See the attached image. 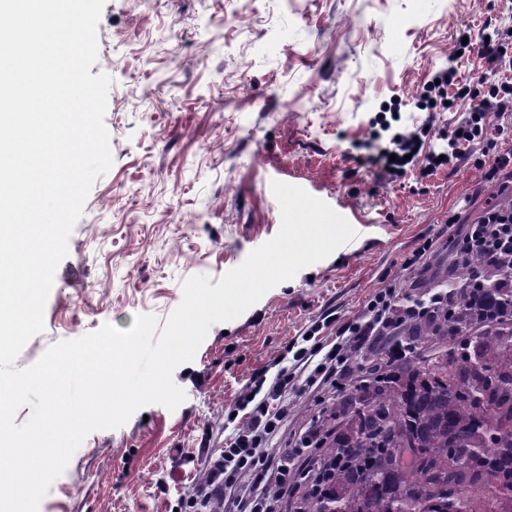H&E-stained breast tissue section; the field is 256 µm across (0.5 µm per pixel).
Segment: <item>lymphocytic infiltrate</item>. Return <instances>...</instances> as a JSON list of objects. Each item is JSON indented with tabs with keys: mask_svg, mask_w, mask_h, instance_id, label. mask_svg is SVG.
I'll list each match as a JSON object with an SVG mask.
<instances>
[{
	"mask_svg": "<svg viewBox=\"0 0 512 512\" xmlns=\"http://www.w3.org/2000/svg\"><path fill=\"white\" fill-rule=\"evenodd\" d=\"M461 54L477 57L489 72L481 86L471 87L458 76L457 57H450L445 68L435 71L419 95V107L434 111L443 105L446 88H453L455 97L468 98L472 106L446 136L444 152L428 150L430 132L424 126L392 131L389 123H381L373 132L377 140L375 154L365 157L364 163L379 174L404 173L417 168L422 174L437 169L454 168L463 163L465 145L480 140L485 144L483 157L477 165L486 181H494L504 169H512V152L498 147L504 128H491V113L512 112V27L492 21L485 22L475 39L461 46ZM453 243L463 254H481L489 261L512 257V209H494L485 213L476 224L458 223L449 215ZM449 280L446 287L431 289L413 296H401L395 284H387L367 302L364 314L341 324L332 342L321 341L320 324H313L308 335L292 338L285 346L292 356L291 368H280L273 378L256 374L233 410L242 416L218 455L209 457L205 477L192 494L179 502L180 512H210L212 500H224L227 512H276L295 488L309 477L307 464L322 446L323 427L311 421L298 439L282 455L267 449L279 433L285 417L283 396L292 379V370L305 372L307 386L314 388L341 385L343 373L356 349H368L371 354L398 359L408 356L407 346L396 345L393 336L402 323L435 313L448 302V291L456 287ZM248 481L252 492L248 497H236L241 481Z\"/></svg>",
	"mask_w": 512,
	"mask_h": 512,
	"instance_id": "1",
	"label": "lymphocytic infiltrate"
}]
</instances>
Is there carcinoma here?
Instances as JSON below:
<instances>
[{
  "label": "carcinoma",
  "instance_id": "1",
  "mask_svg": "<svg viewBox=\"0 0 512 512\" xmlns=\"http://www.w3.org/2000/svg\"><path fill=\"white\" fill-rule=\"evenodd\" d=\"M453 258L463 282L469 264ZM512 297L457 290L448 307L398 334L404 360L366 357L369 384L342 387L313 489L291 512H512ZM461 343L429 358L427 346Z\"/></svg>",
  "mask_w": 512,
  "mask_h": 512
}]
</instances>
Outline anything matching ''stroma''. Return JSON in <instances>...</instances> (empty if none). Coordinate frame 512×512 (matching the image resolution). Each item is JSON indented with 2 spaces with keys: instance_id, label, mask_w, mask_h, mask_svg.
Listing matches in <instances>:
<instances>
[{
  "instance_id": "35a3bbf8",
  "label": "stroma",
  "mask_w": 512,
  "mask_h": 512,
  "mask_svg": "<svg viewBox=\"0 0 512 512\" xmlns=\"http://www.w3.org/2000/svg\"><path fill=\"white\" fill-rule=\"evenodd\" d=\"M512 22V0H106L91 74L107 73L111 169L91 188L58 264L47 347L138 314L166 322L195 275L219 281L281 225L271 184L304 189L347 215L356 237L213 324L178 365L176 409L149 404L89 433L39 512H174L224 446V421L255 372L276 374L286 343L329 313L359 315L389 282L414 294L448 277V216L475 224L512 172L486 182L474 160L389 178L360 165L389 109L409 128L415 96L447 66L455 36ZM426 264L404 269L422 239ZM319 394L295 374L273 448L316 418Z\"/></svg>"
}]
</instances>
